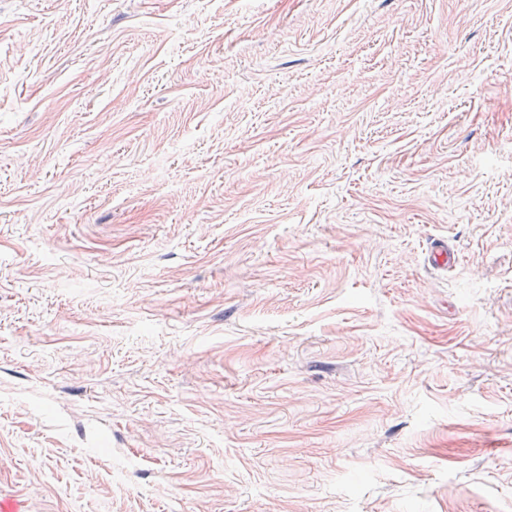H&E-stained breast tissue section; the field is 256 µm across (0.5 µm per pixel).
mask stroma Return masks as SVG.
<instances>
[{"mask_svg":"<svg viewBox=\"0 0 512 512\" xmlns=\"http://www.w3.org/2000/svg\"><path fill=\"white\" fill-rule=\"evenodd\" d=\"M511 79L512 0H0V500L512 512Z\"/></svg>","mask_w":512,"mask_h":512,"instance_id":"obj_1","label":"stroma"}]
</instances>
